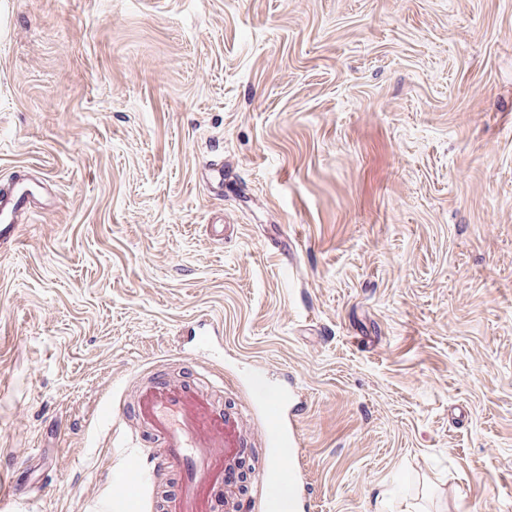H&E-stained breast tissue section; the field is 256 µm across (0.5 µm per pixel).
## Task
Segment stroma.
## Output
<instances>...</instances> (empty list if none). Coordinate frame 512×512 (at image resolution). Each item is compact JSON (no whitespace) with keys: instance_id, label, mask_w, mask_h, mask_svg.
Wrapping results in <instances>:
<instances>
[{"instance_id":"stroma-1","label":"stroma","mask_w":512,"mask_h":512,"mask_svg":"<svg viewBox=\"0 0 512 512\" xmlns=\"http://www.w3.org/2000/svg\"><path fill=\"white\" fill-rule=\"evenodd\" d=\"M32 165L0 479L53 485L16 512H101L104 402L200 387L201 318L244 430L249 364L296 383L307 512H512V0H0V177ZM214 333L215 330L212 324H204L196 335L197 339L194 348L184 353L195 361L196 366L200 370V375L203 377L213 375L205 365L222 361L221 351L217 349L214 342V337H217L213 335Z\"/></svg>"}]
</instances>
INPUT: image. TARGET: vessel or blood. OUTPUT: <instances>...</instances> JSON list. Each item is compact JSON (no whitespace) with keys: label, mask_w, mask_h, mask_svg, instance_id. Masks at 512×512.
<instances>
[{"label":"vessel or blood","mask_w":512,"mask_h":512,"mask_svg":"<svg viewBox=\"0 0 512 512\" xmlns=\"http://www.w3.org/2000/svg\"><path fill=\"white\" fill-rule=\"evenodd\" d=\"M52 200L50 185L33 173L1 179L0 236L12 237L16 224L33 210L50 206ZM190 357L201 362L204 377L209 364L221 361L213 327L200 329ZM297 398L296 388H289L287 397L281 398L258 380L250 382L249 404L262 410L266 419L260 435L277 450L256 491L259 501L277 498L285 486L301 485V437L288 408L289 401ZM135 418L156 437L160 450L146 455L137 441L126 442L125 469L113 479L103 512H147L151 487L162 471L180 480L178 489L164 499L162 512H222L217 492L230 478L231 466L247 443L237 417L199 390L152 381L139 392ZM284 443L289 446L285 453L279 450Z\"/></svg>","instance_id":"vessel-or-blood-1"}]
</instances>
